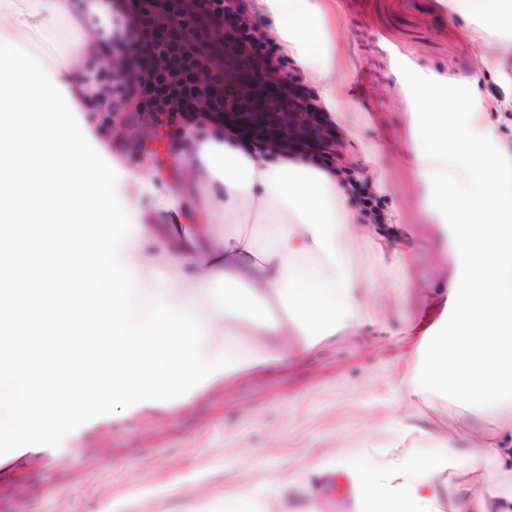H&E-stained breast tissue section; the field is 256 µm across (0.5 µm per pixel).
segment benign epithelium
I'll use <instances>...</instances> for the list:
<instances>
[{
  "label": "benign epithelium",
  "instance_id": "benign-epithelium-1",
  "mask_svg": "<svg viewBox=\"0 0 512 512\" xmlns=\"http://www.w3.org/2000/svg\"><path fill=\"white\" fill-rule=\"evenodd\" d=\"M144 25L142 48L135 56L99 59L133 87L162 74L177 97L181 79L200 92L199 109L224 123V133L247 128L257 137L276 136L285 145L327 150L333 135L321 125L317 106L301 98L287 82L269 93L273 65L242 53L237 21L215 0H154ZM112 138L157 153L165 131L176 123L166 115L139 119L135 112L107 116Z\"/></svg>",
  "mask_w": 512,
  "mask_h": 512
}]
</instances>
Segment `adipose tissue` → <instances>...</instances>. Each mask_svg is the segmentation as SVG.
I'll use <instances>...</instances> for the list:
<instances>
[{
	"label": "adipose tissue",
	"mask_w": 512,
	"mask_h": 512,
	"mask_svg": "<svg viewBox=\"0 0 512 512\" xmlns=\"http://www.w3.org/2000/svg\"><path fill=\"white\" fill-rule=\"evenodd\" d=\"M273 34L307 76L322 86V102L336 108L335 40L322 21L326 0H260ZM483 48L482 61L499 79L512 56V0H449ZM0 42L29 46L37 37L58 43L61 57L87 56L91 41L71 0H0ZM420 125L427 141L416 162L433 187L432 203L453 227L452 247L464 263L455 283L460 312L428 349H416V367L404 384L408 405L422 390L437 387L467 410L494 412L491 431L480 437L466 479L448 483L446 462L414 461L398 452L413 432L403 424L392 453L370 462L368 444L353 445L345 457L316 466L314 475L347 472L358 512H512V173L503 162L512 144L497 141L491 114L512 112L508 103L483 110L449 96L446 84L418 91ZM471 114L470 128L454 113ZM496 142V152L485 151ZM214 189L194 207L195 224H181L173 253L148 258L145 242L157 228L140 216L135 198L124 196L137 231L121 244L120 264L132 265L145 296L198 311L209 301L214 316L204 319V358L216 356L217 336H333L354 314L359 282L349 246L366 227L346 204L342 182L294 162L271 163L245 154L232 138H202L193 155ZM226 228L220 243L210 241L209 223ZM189 264L192 282L171 276ZM224 290H214V283ZM224 512H303L289 501V489L274 485L262 499L244 493L225 500Z\"/></svg>",
	"instance_id": "adipose-tissue-1"
}]
</instances>
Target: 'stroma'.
I'll list each match as a JSON object with an SVG mask.
<instances>
[{
  "label": "stroma",
  "instance_id": "stroma-1",
  "mask_svg": "<svg viewBox=\"0 0 512 512\" xmlns=\"http://www.w3.org/2000/svg\"><path fill=\"white\" fill-rule=\"evenodd\" d=\"M340 36L336 50V111L329 126L341 138L344 158L336 173L347 203L364 213L372 195L393 223L377 227V240L356 245L354 271L363 282L357 318L314 347L289 343L280 355L277 337H263L272 362L226 374L199 401L175 414L148 412L133 423L84 440L69 459L48 468L36 458L18 473L0 477L6 512H224L226 497L260 492L275 481H297L316 465L347 453L357 442L385 446L410 408L400 386L413 371L420 336L435 326L454 296L462 267L451 247V226L433 209L415 164L425 145L417 122V89L436 81L456 87L470 79L481 102L504 94L481 64L482 48L448 0H336L325 22ZM95 105L81 114L94 142L114 161L117 174L150 166L139 208L160 226L146 252L173 246L181 213L155 208L173 191L201 198L203 178L184 179L166 158H191L189 131L217 132L198 115L167 139L157 158L113 140ZM406 239L409 259L397 269L379 260L378 240ZM417 428L405 443L412 458L429 457L441 431L465 419L473 433L489 428L492 413L460 416L436 390L418 400Z\"/></svg>",
  "mask_w": 512,
  "mask_h": 512
}]
</instances>
